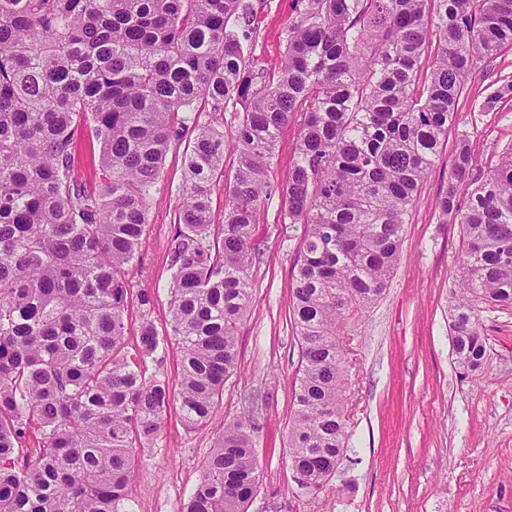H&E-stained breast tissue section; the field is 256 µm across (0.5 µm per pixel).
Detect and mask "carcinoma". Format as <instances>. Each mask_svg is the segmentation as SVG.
I'll use <instances>...</instances> for the list:
<instances>
[{"label": "carcinoma", "mask_w": 512, "mask_h": 512, "mask_svg": "<svg viewBox=\"0 0 512 512\" xmlns=\"http://www.w3.org/2000/svg\"><path fill=\"white\" fill-rule=\"evenodd\" d=\"M296 2L283 63L270 72L251 59L250 0H0V512H134L136 459L161 438L171 401L187 428L208 426L238 370L249 270L261 255L254 226L275 191L280 130L296 112L281 221L305 225L288 428L298 489L321 491L353 448L340 330L386 291L467 75L512 50V0ZM492 87L484 107L512 100V76ZM201 100L211 106L203 122ZM231 105L241 111L229 173ZM189 133L168 254L171 318L160 332L152 295L125 276L167 152ZM83 138L99 146L93 180L75 166ZM437 207L463 232L449 329L464 376L487 353L478 306L512 308V148L481 174L460 140ZM172 348L175 397L149 371ZM256 433L249 416L224 423L181 512H248L260 482ZM211 216L212 224H215V233L211 236L212 247L222 246L221 224H224V181L213 183L211 191Z\"/></svg>", "instance_id": "cac0c4a2"}]
</instances>
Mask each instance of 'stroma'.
Wrapping results in <instances>:
<instances>
[{"label": "stroma", "mask_w": 512, "mask_h": 512, "mask_svg": "<svg viewBox=\"0 0 512 512\" xmlns=\"http://www.w3.org/2000/svg\"><path fill=\"white\" fill-rule=\"evenodd\" d=\"M260 19L252 55L268 71L283 60L293 0H252ZM512 75V52L467 78L456 121L404 227L400 257L383 297L349 321V429L356 446L319 493H300L288 468V423L298 370L292 317L293 264L304 233L281 221L284 200L262 205L255 238L263 255L250 269L256 302L239 327L238 373L224 386L211 426L190 431L167 411L158 445L141 451L132 479L136 512H179L224 422L260 412V486L248 512H512V310L479 313L485 366L459 376L451 355L448 299L463 243L454 219L439 216L449 161L468 141L481 169L512 146V101L484 107L497 75ZM303 118L282 128L271 164L287 183ZM192 137L171 145L151 191L146 242L129 269L133 287L153 294L151 319H169V243L186 193L184 155Z\"/></svg>", "instance_id": "1"}]
</instances>
